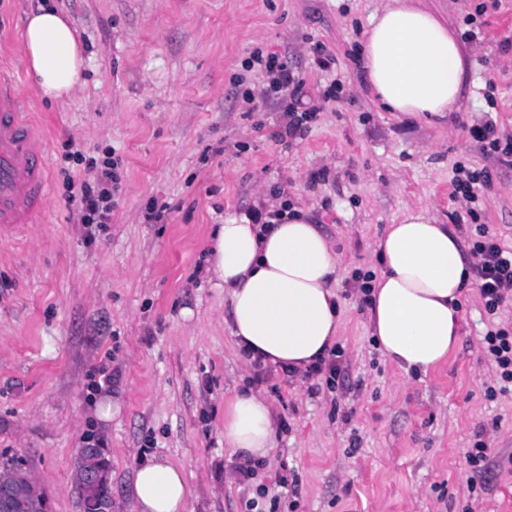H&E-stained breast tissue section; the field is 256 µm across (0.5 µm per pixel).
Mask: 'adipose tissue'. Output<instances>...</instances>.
Wrapping results in <instances>:
<instances>
[{
  "mask_svg": "<svg viewBox=\"0 0 512 512\" xmlns=\"http://www.w3.org/2000/svg\"><path fill=\"white\" fill-rule=\"evenodd\" d=\"M41 94L59 99L80 85L84 49L54 8L27 17L23 34ZM366 78L382 107L407 118L441 116L462 94L466 65L440 16L420 0H386L370 19L363 48ZM368 323L382 354L404 370L443 363L459 336V305L469 262L455 231L423 208L405 209L378 244ZM338 258L307 214L267 209L262 219L226 217L214 232L206 272L231 301L232 336L250 355L302 373L328 356L340 329L331 283ZM275 442L270 403L251 391L224 407V444L239 464L266 459ZM136 512H187L181 467L151 458L131 488Z\"/></svg>",
  "mask_w": 512,
  "mask_h": 512,
  "instance_id": "1",
  "label": "adipose tissue"
}]
</instances>
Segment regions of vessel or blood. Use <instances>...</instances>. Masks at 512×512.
<instances>
[{"label":"vessel or blood","mask_w":512,"mask_h":512,"mask_svg":"<svg viewBox=\"0 0 512 512\" xmlns=\"http://www.w3.org/2000/svg\"><path fill=\"white\" fill-rule=\"evenodd\" d=\"M50 195L44 143L12 82L0 76V233L42 218Z\"/></svg>","instance_id":"1"}]
</instances>
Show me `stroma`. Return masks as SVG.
Returning a JSON list of instances; mask_svg holds the SVG:
<instances>
[{"instance_id":"1","label":"stroma","mask_w":512,"mask_h":512,"mask_svg":"<svg viewBox=\"0 0 512 512\" xmlns=\"http://www.w3.org/2000/svg\"><path fill=\"white\" fill-rule=\"evenodd\" d=\"M40 0H0V69L46 137L51 197L42 223L0 237V453L21 456L55 512H81L77 451L100 441L115 512H134L139 463L184 470L190 512H512V392L488 396L483 338L512 325L477 287L462 303L447 360L404 372L377 348L359 276L409 207L512 249V166L473 139L493 122L512 136V0H427L467 63L441 121L382 111L360 79V49L385 0H49L86 47L81 85L45 100L28 73L23 28ZM335 60L321 70L318 51ZM285 59L315 109L288 137L283 92L253 53ZM83 163L63 162L65 150ZM111 152L122 180L104 224H85L68 185ZM491 175L474 207L456 165ZM271 202L303 209L340 258L334 382L257 371L234 344L230 301L205 275L226 215ZM120 411L94 419L93 387ZM273 406L276 444L243 479L224 446L238 390ZM489 446L481 470L465 452Z\"/></svg>"}]
</instances>
